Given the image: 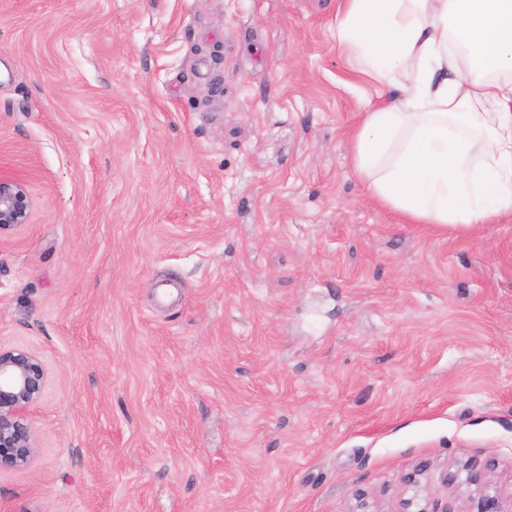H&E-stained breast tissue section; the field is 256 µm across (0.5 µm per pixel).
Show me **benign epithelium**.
<instances>
[{"mask_svg":"<svg viewBox=\"0 0 512 512\" xmlns=\"http://www.w3.org/2000/svg\"><path fill=\"white\" fill-rule=\"evenodd\" d=\"M31 209L28 177L0 171V231L25 224ZM47 374L41 360L25 349L0 348V469H22L37 452L30 423L31 407L40 400ZM418 468L405 477L413 496L404 503V512H455L447 505L438 511L431 507V493L422 482ZM447 484L468 492L467 512H512V498H503L489 468L464 462L448 471Z\"/></svg>","mask_w":512,"mask_h":512,"instance_id":"7a95c632","label":"benign epithelium"}]
</instances>
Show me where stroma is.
<instances>
[{"mask_svg": "<svg viewBox=\"0 0 512 512\" xmlns=\"http://www.w3.org/2000/svg\"><path fill=\"white\" fill-rule=\"evenodd\" d=\"M339 0H0V347L48 373L0 512H401L512 495V217L366 197ZM179 287L156 306L160 282ZM28 177L0 170V231L26 224L31 209ZM448 486L465 489L468 492L470 509L466 512H511L512 497L504 499L497 487L489 468H478L464 462L446 475ZM423 474L424 470L418 468L405 477L406 487L412 489L414 494L405 501L403 512H456L448 504L441 511L430 508L431 493L428 486L422 482ZM412 507H414V510H410Z\"/></svg>", "mask_w": 512, "mask_h": 512, "instance_id": "stroma-1", "label": "stroma"}]
</instances>
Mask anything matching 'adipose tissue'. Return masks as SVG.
<instances>
[{
  "instance_id": "obj_1",
  "label": "adipose tissue",
  "mask_w": 512,
  "mask_h": 512,
  "mask_svg": "<svg viewBox=\"0 0 512 512\" xmlns=\"http://www.w3.org/2000/svg\"><path fill=\"white\" fill-rule=\"evenodd\" d=\"M338 50L368 83L352 163L410 224L512 215V0H343Z\"/></svg>"
}]
</instances>
